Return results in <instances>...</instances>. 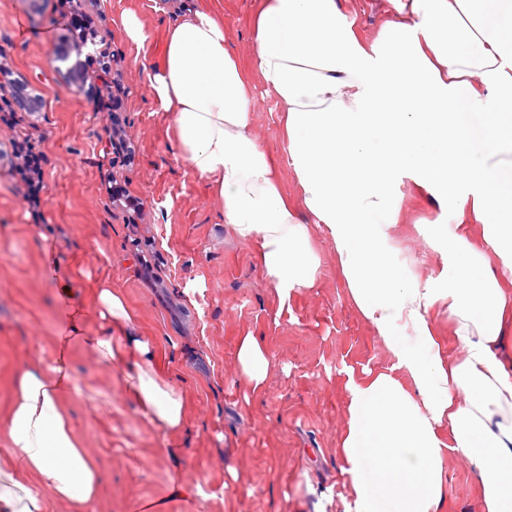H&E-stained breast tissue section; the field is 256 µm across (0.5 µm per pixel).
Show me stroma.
Listing matches in <instances>:
<instances>
[{
	"label": "stroma",
	"mask_w": 512,
	"mask_h": 512,
	"mask_svg": "<svg viewBox=\"0 0 512 512\" xmlns=\"http://www.w3.org/2000/svg\"><path fill=\"white\" fill-rule=\"evenodd\" d=\"M366 45L388 19V0H340ZM224 16V44L249 66L251 19L263 0H197ZM168 0H91L85 7L122 93L116 115L133 157L116 152L112 128L89 90L70 96L54 57L67 41L60 0H0V63L43 94L40 109L0 112V147L19 143L41 159L39 206L0 157V417L12 381L29 362L51 367L69 311L88 329L101 321L89 304L96 280L120 290L154 337L182 387L187 420L167 435L142 418L124 375L69 349L78 394L69 401L86 452L103 463L93 512H350L336 450L347 421L345 368L387 369L392 355L348 299L331 243L312 239L314 287L280 302L254 247L222 218V203L194 175L171 136L172 113L156 103L146 72L163 61ZM135 12L147 39L127 40L121 17ZM282 116L256 87L250 133L278 161L288 195L298 184L288 164ZM125 188L134 206L114 200ZM401 220L389 231L393 255L410 279L444 284L448 265L428 243L439 212L410 181L397 192ZM262 337L270 365L263 392L239 375L236 342ZM446 512H481L467 464L446 458ZM200 485L181 498L177 482Z\"/></svg>",
	"instance_id": "obj_1"
}]
</instances>
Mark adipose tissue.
<instances>
[{"label": "adipose tissue", "instance_id": "obj_1", "mask_svg": "<svg viewBox=\"0 0 512 512\" xmlns=\"http://www.w3.org/2000/svg\"><path fill=\"white\" fill-rule=\"evenodd\" d=\"M396 21L365 46L337 0H264L242 68L224 46V20L187 8L148 76L191 171L253 244L282 297L314 287L310 224L331 241L348 296L395 359L394 372L348 374V420L338 450L351 512H443L444 460H467L483 512H512V367L501 345L512 326V0H391ZM283 114L300 196L289 201L276 163L253 140L251 77ZM409 179L438 199L430 242L448 263L444 287L419 285L395 265L387 230L395 189ZM310 223H303L302 215ZM447 305L452 357L431 327ZM104 322L99 363H129V392L155 428L185 422V394L135 332L136 313L110 282L93 289ZM240 374L260 392V337L237 344ZM58 368L23 365L0 423V512H92L102 475L76 437Z\"/></svg>", "mask_w": 512, "mask_h": 512}]
</instances>
